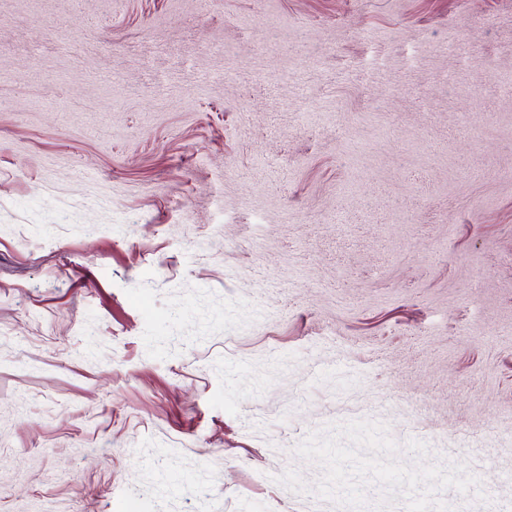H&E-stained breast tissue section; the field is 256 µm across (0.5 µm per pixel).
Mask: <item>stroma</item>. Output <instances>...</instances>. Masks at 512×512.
Wrapping results in <instances>:
<instances>
[{
    "label": "stroma",
    "mask_w": 512,
    "mask_h": 512,
    "mask_svg": "<svg viewBox=\"0 0 512 512\" xmlns=\"http://www.w3.org/2000/svg\"><path fill=\"white\" fill-rule=\"evenodd\" d=\"M360 419L512 512V0H0V512H346Z\"/></svg>",
    "instance_id": "1"
}]
</instances>
